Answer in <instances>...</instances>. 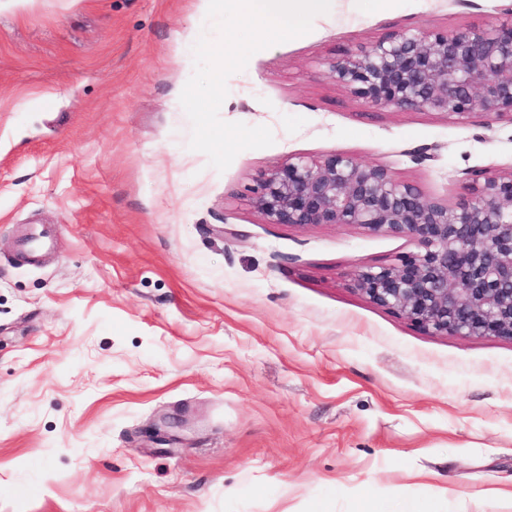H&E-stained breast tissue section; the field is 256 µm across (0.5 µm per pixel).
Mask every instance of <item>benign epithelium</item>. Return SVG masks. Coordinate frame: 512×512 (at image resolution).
<instances>
[{"label": "benign epithelium", "instance_id": "1", "mask_svg": "<svg viewBox=\"0 0 512 512\" xmlns=\"http://www.w3.org/2000/svg\"><path fill=\"white\" fill-rule=\"evenodd\" d=\"M368 105L437 112L460 123L480 107L512 121V17L464 31L396 32L329 64ZM270 224H355L414 239L393 264L351 286L431 334L512 340V168L476 175L456 204L345 153L291 156L251 188Z\"/></svg>", "mask_w": 512, "mask_h": 512}]
</instances>
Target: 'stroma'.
Wrapping results in <instances>:
<instances>
[{"instance_id": "1", "label": "stroma", "mask_w": 512, "mask_h": 512, "mask_svg": "<svg viewBox=\"0 0 512 512\" xmlns=\"http://www.w3.org/2000/svg\"><path fill=\"white\" fill-rule=\"evenodd\" d=\"M511 11L338 0L228 78L221 118L275 142L220 172L179 101L214 28L199 0H0V512H512V341L428 334L352 288L412 239L251 200L292 155L451 203L511 168V121L374 108L329 74ZM35 224L52 248L18 261Z\"/></svg>"}]
</instances>
